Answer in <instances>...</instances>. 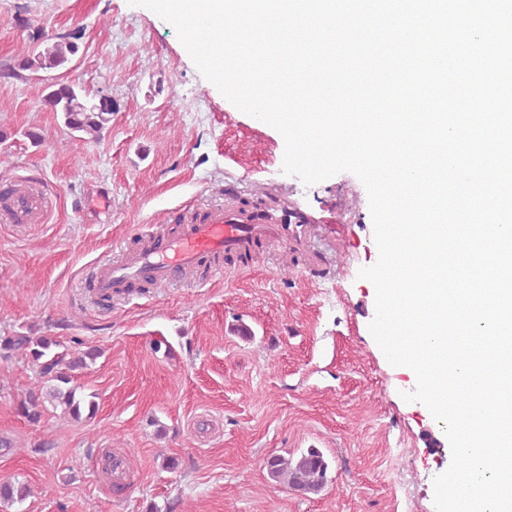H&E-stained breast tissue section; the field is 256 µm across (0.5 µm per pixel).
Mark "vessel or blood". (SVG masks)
Here are the masks:
<instances>
[{
	"label": "vessel or blood",
	"instance_id": "obj_1",
	"mask_svg": "<svg viewBox=\"0 0 512 512\" xmlns=\"http://www.w3.org/2000/svg\"><path fill=\"white\" fill-rule=\"evenodd\" d=\"M46 195L32 183H0V222L41 224L48 212ZM314 223L287 200L267 193L249 207H241L235 192L210 206L202 218L173 236L144 241L142 248L123 261L104 265L92 286L100 292L132 281L164 283L195 272H207L206 258L244 254L262 241L285 250L308 243Z\"/></svg>",
	"mask_w": 512,
	"mask_h": 512
}]
</instances>
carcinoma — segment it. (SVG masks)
Returning a JSON list of instances; mask_svg holds the SVG:
<instances>
[{"label": "carcinoma", "mask_w": 512, "mask_h": 512, "mask_svg": "<svg viewBox=\"0 0 512 512\" xmlns=\"http://www.w3.org/2000/svg\"><path fill=\"white\" fill-rule=\"evenodd\" d=\"M79 52L74 42H54L28 47L17 59V67L7 69L11 75L22 71H48L67 67ZM44 105L61 115L64 126L75 133L74 152L80 153L87 139L97 140L112 117V99L107 96L95 98L86 93L83 86L73 80H59L45 88ZM60 346L52 336H0V358L9 359L23 352L39 367L42 386L28 392L17 407V412L28 422L41 420L45 402L64 407L75 421L81 419L83 410L93 411L95 403L77 396V387L71 385L72 371L87 366L101 351L95 347L78 357H67V352H56ZM265 468L269 478L285 483L294 491L317 494L328 482L329 464L317 448H309L298 456L273 455L266 459ZM28 486L20 481L0 482V508L6 509L20 503L28 496Z\"/></svg>", "instance_id": "obj_1"}]
</instances>
